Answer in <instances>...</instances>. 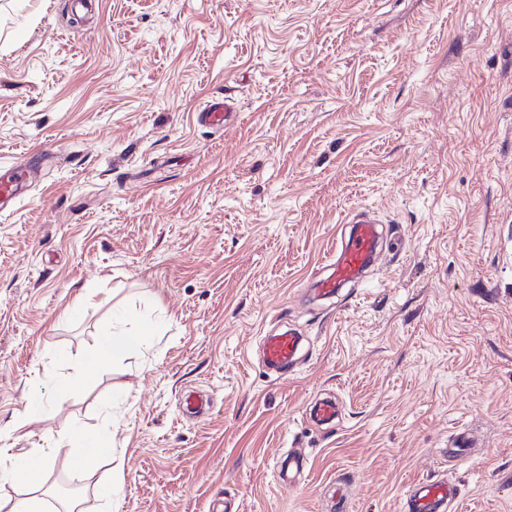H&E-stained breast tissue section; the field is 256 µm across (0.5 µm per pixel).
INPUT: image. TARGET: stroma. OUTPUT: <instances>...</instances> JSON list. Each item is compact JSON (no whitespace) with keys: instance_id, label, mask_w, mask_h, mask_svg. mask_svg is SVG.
I'll return each instance as SVG.
<instances>
[{"instance_id":"obj_1","label":"stroma","mask_w":512,"mask_h":512,"mask_svg":"<svg viewBox=\"0 0 512 512\" xmlns=\"http://www.w3.org/2000/svg\"><path fill=\"white\" fill-rule=\"evenodd\" d=\"M224 96L233 123L199 124ZM46 149L0 214L16 459L99 430L119 512H407L422 480L512 512V0H31L0 24V165ZM358 207L402 247L315 299ZM280 327L303 345L282 374L261 349ZM61 473L110 512L106 467L57 460L46 488ZM163 331L162 325L148 327L139 333L110 332L99 339L98 347L71 370L62 376V381L68 387L81 386L94 373L109 364L112 359L141 345L148 336H159Z\"/></svg>"}]
</instances>
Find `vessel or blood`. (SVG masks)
I'll return each mask as SVG.
<instances>
[{"mask_svg":"<svg viewBox=\"0 0 512 512\" xmlns=\"http://www.w3.org/2000/svg\"><path fill=\"white\" fill-rule=\"evenodd\" d=\"M235 110L232 99L224 98L209 102L198 114L200 123L218 127L228 122ZM352 233L348 243L337 253L329 265V273L316 283L320 296H334L339 288L358 280L373 262L379 242L378 221L364 211L351 214ZM299 348L295 332L282 329L263 338V355L268 367L281 368L291 362ZM454 485L426 481L420 483L419 492L410 502L411 512H436L438 505L455 501Z\"/></svg>","mask_w":512,"mask_h":512,"instance_id":"1","label":"vessel or blood"}]
</instances>
